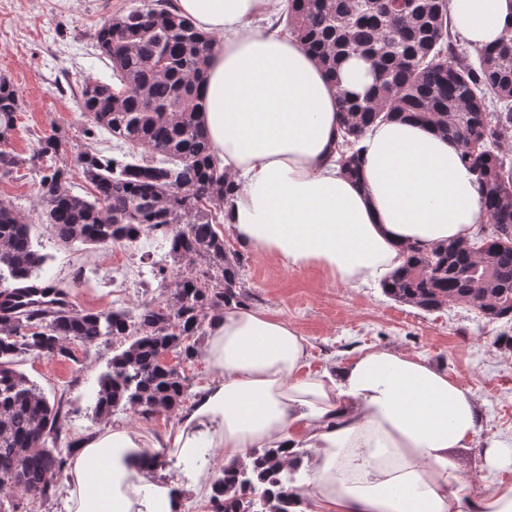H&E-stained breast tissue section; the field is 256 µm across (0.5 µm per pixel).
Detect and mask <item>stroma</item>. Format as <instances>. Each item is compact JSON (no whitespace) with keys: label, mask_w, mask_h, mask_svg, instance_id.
Segmentation results:
<instances>
[{"label":"stroma","mask_w":512,"mask_h":512,"mask_svg":"<svg viewBox=\"0 0 512 512\" xmlns=\"http://www.w3.org/2000/svg\"><path fill=\"white\" fill-rule=\"evenodd\" d=\"M139 2L0 0V76L12 81L23 100L10 149L29 156L40 137L54 133L66 148L60 163H70L72 150L84 142L91 122L66 85L85 78L109 79V69L95 54L92 35L104 17L126 12ZM39 181L37 169L23 167L13 178L0 180V199L35 216ZM224 242L243 259V280L254 294V307L288 320L309 338L311 369H333L363 347L420 354L447 369L471 390L482 415L470 447L456 451L470 466L474 488L498 478L512 480V465L495 472L474 463L479 449L495 440L512 454V352L496 344L498 337L512 336V323L487 322L464 304L426 312L393 301L378 287L332 282L315 266L285 268L273 255L242 245L232 232H225ZM37 248L48 257L41 278L67 283L75 309L111 307L112 272L120 264L122 247H60L41 235ZM89 280L94 283L90 289L85 286ZM72 351L70 360L23 355L15 363L45 396L67 397L72 438L85 439L109 424L138 429L156 440L165 437L171 422L162 416L146 419L124 410L106 422L94 419L92 395L112 358V347L100 344L87 351L76 345ZM196 475V470L172 458L156 472L159 480L178 487L183 512H205Z\"/></svg>","instance_id":"stroma-1"}]
</instances>
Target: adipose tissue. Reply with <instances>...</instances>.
I'll return each mask as SVG.
<instances>
[{
  "mask_svg": "<svg viewBox=\"0 0 512 512\" xmlns=\"http://www.w3.org/2000/svg\"><path fill=\"white\" fill-rule=\"evenodd\" d=\"M283 0H177V12L216 36L201 119L236 190L224 209L235 238L288 268L316 265L361 286L398 269L407 244L472 238L481 193L456 147L412 120L373 125L358 177L331 161L341 115L337 87L363 91L368 64L332 78L280 29L257 26ZM451 33L472 52L512 29V0H448ZM311 343L266 310L233 308L215 321L204 355L213 376L163 441L116 427L83 441L62 476L65 512H179L154 477L167 449L196 467L208 448L225 462L252 448H305L309 484L297 512H512V482L474 492L455 451L481 415L470 390L418 355L359 351L343 367L310 371Z\"/></svg>",
  "mask_w": 512,
  "mask_h": 512,
  "instance_id": "obj_1",
  "label": "adipose tissue"
}]
</instances>
